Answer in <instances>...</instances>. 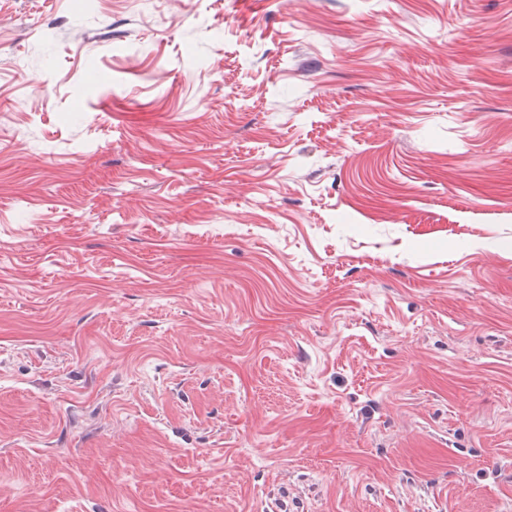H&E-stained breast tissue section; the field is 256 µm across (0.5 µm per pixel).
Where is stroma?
Wrapping results in <instances>:
<instances>
[{"label":"stroma","mask_w":512,"mask_h":512,"mask_svg":"<svg viewBox=\"0 0 512 512\" xmlns=\"http://www.w3.org/2000/svg\"><path fill=\"white\" fill-rule=\"evenodd\" d=\"M0 512H512V0H0Z\"/></svg>","instance_id":"1"}]
</instances>
